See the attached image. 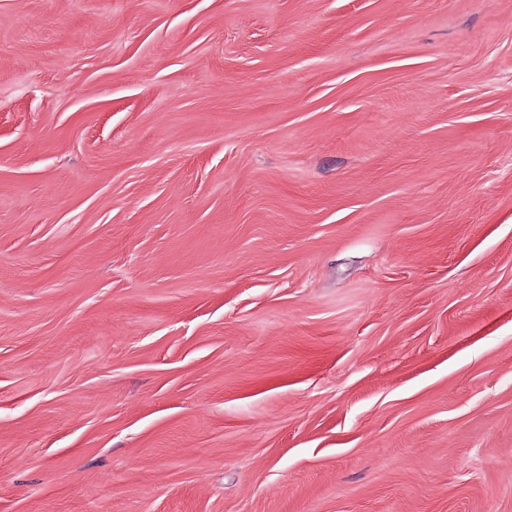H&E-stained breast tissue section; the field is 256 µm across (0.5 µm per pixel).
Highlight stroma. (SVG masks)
Masks as SVG:
<instances>
[{
  "instance_id": "obj_1",
  "label": "stroma",
  "mask_w": 512,
  "mask_h": 512,
  "mask_svg": "<svg viewBox=\"0 0 512 512\" xmlns=\"http://www.w3.org/2000/svg\"><path fill=\"white\" fill-rule=\"evenodd\" d=\"M0 512H512V0H0Z\"/></svg>"
}]
</instances>
